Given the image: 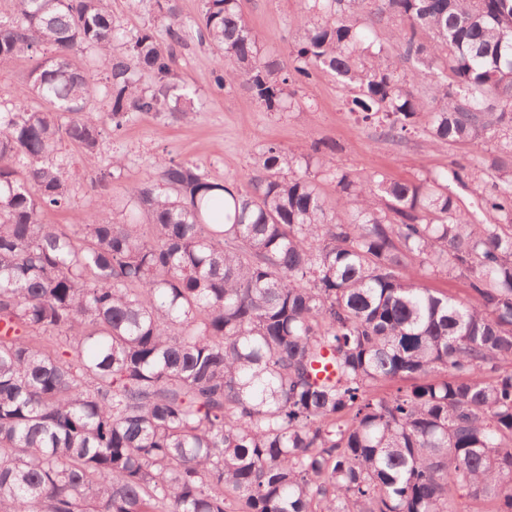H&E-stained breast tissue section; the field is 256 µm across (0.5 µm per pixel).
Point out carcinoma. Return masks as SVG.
<instances>
[{
	"label": "carcinoma",
	"instance_id": "obj_1",
	"mask_svg": "<svg viewBox=\"0 0 512 512\" xmlns=\"http://www.w3.org/2000/svg\"><path fill=\"white\" fill-rule=\"evenodd\" d=\"M12 2L0 64H36L0 104V512H458L460 492L512 512V0H301L289 67L238 0H203L217 87L231 69L287 112L322 70L386 139L495 151L418 181L332 170L345 220L310 170L319 142L267 144L242 187L161 157L121 221L115 158L98 210L64 225L40 215L71 207L60 143L98 146V80L114 131L194 111L171 68L184 25L177 0H154L166 43L108 0ZM369 5L395 27L360 30ZM452 182L480 185L484 219ZM420 276L422 282L430 288H436L457 297H466L469 294V289L467 288L465 280L455 276L443 274L434 278L425 275L423 271L420 272Z\"/></svg>",
	"mask_w": 512,
	"mask_h": 512
}]
</instances>
